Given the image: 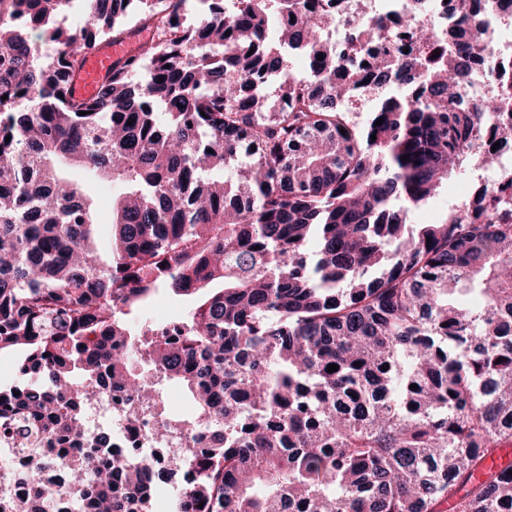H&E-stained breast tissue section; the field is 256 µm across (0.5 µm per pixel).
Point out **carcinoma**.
<instances>
[{
    "label": "carcinoma",
    "instance_id": "obj_1",
    "mask_svg": "<svg viewBox=\"0 0 512 512\" xmlns=\"http://www.w3.org/2000/svg\"><path fill=\"white\" fill-rule=\"evenodd\" d=\"M184 2L0 0V355L23 358L0 439L80 450L58 512H153L169 472L97 455L107 432L86 446V406L112 388L155 440L204 445L171 460L190 476L172 512H512V462L487 466L512 443L507 188L479 224L458 205L409 223L512 150V70L494 99L459 97L492 62L484 17L449 16L446 41L418 28L406 57L385 15L355 26L334 0H197L191 28ZM134 20L153 38L74 99L81 56ZM287 52L306 75L254 91ZM365 86L410 93L357 123ZM87 177L122 187L106 256ZM161 290L196 300L173 339L129 322ZM172 384L192 414L168 409ZM472 175L466 173L462 176H452L448 180V196H441L437 200L426 206L416 209L411 215L409 223L411 224H433L448 205V201L457 202L467 199L469 187L476 186L472 180Z\"/></svg>",
    "mask_w": 512,
    "mask_h": 512
}]
</instances>
